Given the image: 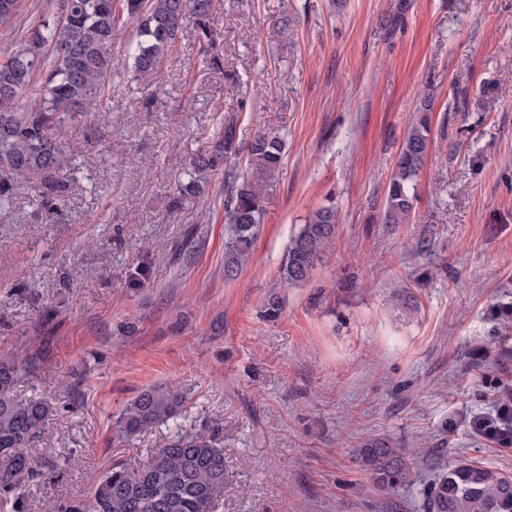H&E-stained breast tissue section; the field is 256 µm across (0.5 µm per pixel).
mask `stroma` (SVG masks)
I'll use <instances>...</instances> for the list:
<instances>
[{
	"mask_svg": "<svg viewBox=\"0 0 512 512\" xmlns=\"http://www.w3.org/2000/svg\"><path fill=\"white\" fill-rule=\"evenodd\" d=\"M213 27L222 68L190 17L150 82L125 67L132 29L116 36L94 123L66 133L59 221L28 198L0 206V355H36L16 392L57 408L39 445L57 469L28 485L27 512L181 431L224 448L219 512H430L434 463L512 475V449L473 428L512 399V0H215ZM427 96L411 218L382 223ZM229 118L243 148L264 129L286 142L232 279L223 172L169 209ZM328 204L333 243L309 282L284 286L289 238ZM126 321L137 329L119 335ZM155 383L187 393L180 415L116 439ZM381 437L418 451L412 482L386 493L354 453Z\"/></svg>",
	"mask_w": 512,
	"mask_h": 512,
	"instance_id": "stroma-1",
	"label": "stroma"
}]
</instances>
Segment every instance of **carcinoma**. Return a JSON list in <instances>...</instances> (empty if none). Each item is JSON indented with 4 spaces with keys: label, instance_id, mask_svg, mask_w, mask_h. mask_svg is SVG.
I'll return each mask as SVG.
<instances>
[{
    "label": "carcinoma",
    "instance_id": "obj_1",
    "mask_svg": "<svg viewBox=\"0 0 512 512\" xmlns=\"http://www.w3.org/2000/svg\"><path fill=\"white\" fill-rule=\"evenodd\" d=\"M55 10L32 22L19 40L0 55V205L22 195L33 198L45 218L58 214V202L69 188L64 172L72 149L68 127L92 122L106 84L112 77V39L133 24L130 49L138 80L154 77L175 48L190 15L198 21V41L213 67L222 66L215 52L216 31L210 25L214 0H54ZM35 98L22 108L17 97L27 89ZM431 103L421 104L411 121L390 178L383 223L400 224L410 217L415 178L430 141ZM282 139L260 131L248 147L250 171L230 166L240 151L234 123L208 149L191 161L187 182L180 185L169 208L204 193L210 177L226 165L224 275L235 277L248 265L265 209L266 179L279 168ZM337 212L322 206L292 236L281 261L280 279L290 286L309 281L336 236ZM27 354L0 357V512H26V484L41 470L55 467L33 453L53 403L15 392L18 373L32 368ZM186 396L163 384L142 389L126 402L114 422L119 439H132L174 419ZM373 484L381 490L410 480L405 448L376 438L357 449ZM433 512H512V476L495 468L460 461L439 466L430 484ZM224 497V448L201 433H181L156 448L143 462L115 458L93 482L90 495L49 506V512H216Z\"/></svg>",
    "mask_w": 512,
    "mask_h": 512
}]
</instances>
